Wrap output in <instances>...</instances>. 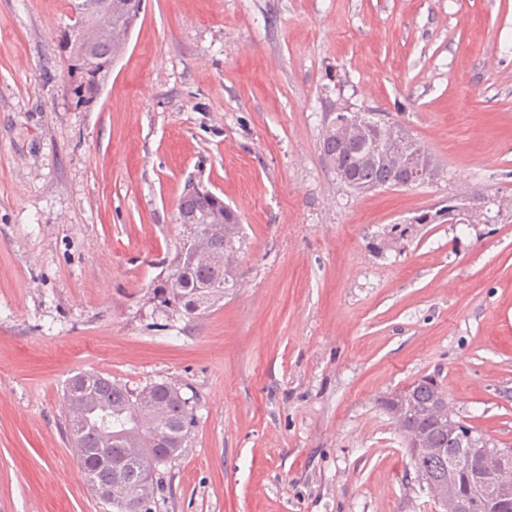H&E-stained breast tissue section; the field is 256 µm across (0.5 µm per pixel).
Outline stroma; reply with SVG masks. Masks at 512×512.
<instances>
[{
    "mask_svg": "<svg viewBox=\"0 0 512 512\" xmlns=\"http://www.w3.org/2000/svg\"><path fill=\"white\" fill-rule=\"evenodd\" d=\"M70 2L0 0V512H107L64 435L80 371L189 398L156 512H435L382 407L424 376L512 448V214L416 221L512 196V0H144L81 106ZM339 107L405 126L433 179L340 183ZM191 179L243 245L189 322L153 287ZM459 204L455 206V209L451 212L454 220L452 222L468 223V224H480L483 222V208L470 204L469 197H460L457 199ZM459 221V223H458Z\"/></svg>",
    "mask_w": 512,
    "mask_h": 512,
    "instance_id": "obj_1",
    "label": "stroma"
}]
</instances>
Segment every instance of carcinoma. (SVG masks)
<instances>
[{"label":"carcinoma","mask_w":512,"mask_h":512,"mask_svg":"<svg viewBox=\"0 0 512 512\" xmlns=\"http://www.w3.org/2000/svg\"><path fill=\"white\" fill-rule=\"evenodd\" d=\"M141 0H73L75 13L88 22L112 23V30L131 34L139 19ZM62 50L73 57L69 75L73 78L71 92L77 104H87L93 91L99 68H84L82 57L96 56L95 48L86 43L61 42ZM366 134L370 139L385 136L390 122L367 112ZM322 150L337 180L347 179L361 187L388 183H402L409 178L407 170L393 164L373 163L361 142L344 141L336 137L330 127H324ZM236 286V273L218 266L200 267L188 262L181 248L168 265V273L158 280L154 295L160 297L164 310H173L183 318L193 320L205 313L202 305L211 284ZM159 409L153 424L139 420V397L142 394ZM434 381L418 380L391 394L383 401V408L403 428L416 433L421 449L408 451L409 465L417 476L431 481L438 488L448 482V471L441 460L428 452L430 448H444L447 456H454L469 446L468 441L448 435V419ZM65 429L72 447L81 449L82 473L85 482L101 501L112 490L116 476H121L136 494L133 512H153L163 485L160 467L178 457L194 418L190 399L167 382H153L143 387L130 388L101 373L78 372L66 383L63 394ZM79 405L81 419H71L73 405Z\"/></svg>","instance_id":"obj_1"}]
</instances>
